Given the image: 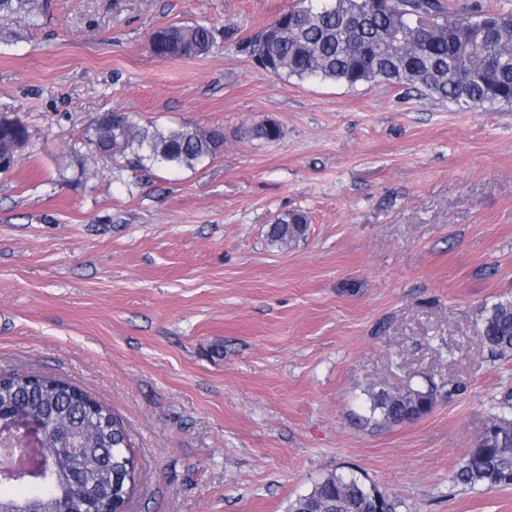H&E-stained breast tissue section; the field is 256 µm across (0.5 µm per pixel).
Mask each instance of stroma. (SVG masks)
<instances>
[{
  "label": "stroma",
  "mask_w": 512,
  "mask_h": 512,
  "mask_svg": "<svg viewBox=\"0 0 512 512\" xmlns=\"http://www.w3.org/2000/svg\"><path fill=\"white\" fill-rule=\"evenodd\" d=\"M0 45V113L31 131L0 173V376L105 403L140 473L127 512H288L357 473L401 512H512L455 481L512 393L486 309L512 301V107L469 111L386 83L266 75L231 42L153 56L160 26L244 37L296 0H43ZM224 130L192 169L61 170L97 115ZM276 122L274 142L245 130ZM308 218L272 245L277 216ZM460 384L428 416L361 428L364 388ZM308 220L306 215L301 212H285L278 216L275 224L271 225L269 239L271 244L288 246L303 238L306 234Z\"/></svg>",
  "instance_id": "1"
}]
</instances>
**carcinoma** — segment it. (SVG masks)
I'll return each mask as SVG.
<instances>
[{
  "label": "carcinoma",
  "instance_id": "carcinoma-1",
  "mask_svg": "<svg viewBox=\"0 0 512 512\" xmlns=\"http://www.w3.org/2000/svg\"><path fill=\"white\" fill-rule=\"evenodd\" d=\"M41 0H0V43L23 38L39 27ZM482 11H459L443 0H390L383 10L363 0H300L253 35V51L269 59L266 73L285 79L341 82L350 87L387 83L421 96L450 102L460 110L475 107H512V13L494 15L484 28ZM165 40L149 39L155 56L171 60L207 55L218 47L215 29L200 23L172 24L158 29ZM253 140L274 142L282 135L276 123L247 128ZM26 124L11 118L0 121V152L12 154L28 144ZM224 147V131L168 129L141 125L130 114H106L94 135L71 145L68 156L85 175L87 165L111 164L119 174L127 167L192 169L211 160ZM308 220L301 212H286L271 225V244L287 246L306 234ZM480 334L491 357L512 354V301L494 304L482 320ZM442 387L407 384L403 392L382 385L365 390L368 414L362 421L374 427L417 420L429 414ZM0 407L20 409L48 424L70 428L87 452L62 459L55 441L42 448L38 473L15 482L0 481V512H69L83 506L82 487L66 479L83 471L104 499H128L136 487L135 461L128 460L129 443L123 423L108 407L61 379L11 376L0 381ZM455 479L489 488L512 486V419L490 418L472 448L458 463ZM376 487L353 473L331 472L298 496L289 512H399L401 502L386 493L374 500Z\"/></svg>",
  "mask_w": 512,
  "mask_h": 512
}]
</instances>
